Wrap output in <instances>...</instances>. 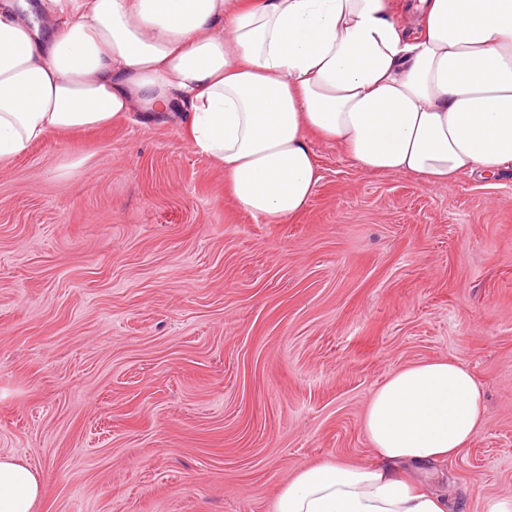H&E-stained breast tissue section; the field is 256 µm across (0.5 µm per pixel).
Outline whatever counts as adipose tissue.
Listing matches in <instances>:
<instances>
[{
    "instance_id": "1",
    "label": "adipose tissue",
    "mask_w": 512,
    "mask_h": 512,
    "mask_svg": "<svg viewBox=\"0 0 512 512\" xmlns=\"http://www.w3.org/2000/svg\"><path fill=\"white\" fill-rule=\"evenodd\" d=\"M0 0V161L47 136L140 111L180 112L252 216L304 211L321 180L311 137L364 171L431 187L512 172V0ZM484 426L455 361L417 363L371 395L373 459L299 471L274 512H452L421 485ZM44 477L0 454V512H35Z\"/></svg>"
}]
</instances>
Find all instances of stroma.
<instances>
[{"mask_svg": "<svg viewBox=\"0 0 512 512\" xmlns=\"http://www.w3.org/2000/svg\"><path fill=\"white\" fill-rule=\"evenodd\" d=\"M311 148L278 224L173 113L0 162V453L44 472L39 512H273L296 471L370 461L372 392L448 358L485 423L433 485L455 512L512 496V176L433 188Z\"/></svg>", "mask_w": 512, "mask_h": 512, "instance_id": "stroma-1", "label": "stroma"}]
</instances>
